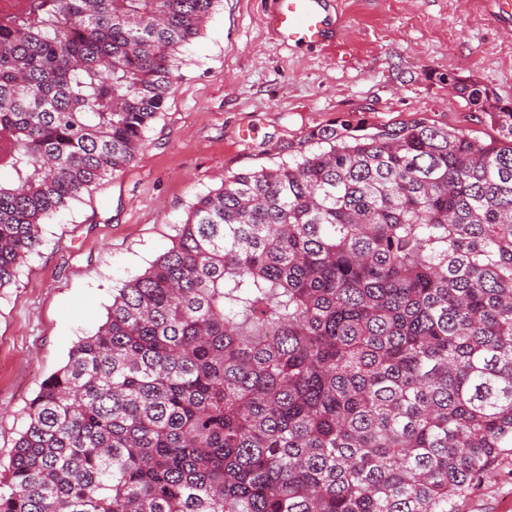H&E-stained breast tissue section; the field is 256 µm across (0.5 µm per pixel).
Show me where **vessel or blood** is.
Here are the masks:
<instances>
[{
  "instance_id": "1",
  "label": "vessel or blood",
  "mask_w": 512,
  "mask_h": 512,
  "mask_svg": "<svg viewBox=\"0 0 512 512\" xmlns=\"http://www.w3.org/2000/svg\"><path fill=\"white\" fill-rule=\"evenodd\" d=\"M268 26L288 47H332L341 30L331 23L326 0H273Z\"/></svg>"
}]
</instances>
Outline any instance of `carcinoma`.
Returning <instances> with one entry per match:
<instances>
[{
	"instance_id": "carcinoma-1",
	"label": "carcinoma",
	"mask_w": 512,
	"mask_h": 512,
	"mask_svg": "<svg viewBox=\"0 0 512 512\" xmlns=\"http://www.w3.org/2000/svg\"><path fill=\"white\" fill-rule=\"evenodd\" d=\"M220 0L0 16V288L129 166ZM342 123L191 204L28 408L0 512H455L512 448V105Z\"/></svg>"
}]
</instances>
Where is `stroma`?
<instances>
[{
  "label": "stroma",
  "instance_id": "stroma-1",
  "mask_svg": "<svg viewBox=\"0 0 512 512\" xmlns=\"http://www.w3.org/2000/svg\"><path fill=\"white\" fill-rule=\"evenodd\" d=\"M271 0H221L182 50L177 89L135 161L42 227V244L0 288V465L30 400L93 335L113 289L171 245L197 196L285 159L310 131L416 118L485 138L496 129L448 84L476 80L512 104V19L495 0H338L340 45L289 48ZM456 512H512V456Z\"/></svg>",
  "mask_w": 512,
  "mask_h": 512
}]
</instances>
